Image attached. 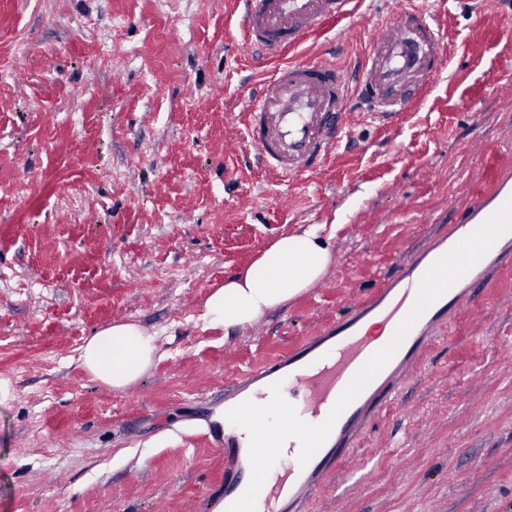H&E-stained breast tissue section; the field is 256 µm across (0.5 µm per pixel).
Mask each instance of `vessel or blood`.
I'll return each mask as SVG.
<instances>
[{"label": "vessel or blood", "mask_w": 512, "mask_h": 512, "mask_svg": "<svg viewBox=\"0 0 512 512\" xmlns=\"http://www.w3.org/2000/svg\"><path fill=\"white\" fill-rule=\"evenodd\" d=\"M363 0H239L244 45L280 58L262 94L247 112V142L257 158L279 178L291 181L321 167L334 152L346 129L348 106L372 121L389 124L405 109L408 91H427L444 78L448 47L421 0L410 10L407 23L387 18L372 48L353 67L324 59L297 60L289 51L331 21L358 16ZM512 198L501 189L487 201L464 209L459 224L434 237L426 247L402 259L383 288L358 302L328 326L304 337L287 354L260 363L236 378L224 392V407L249 400L255 387L288 382L303 393L298 407L311 423L323 422L340 395L369 358L385 347L388 337L363 331L371 319L397 329L409 314L427 269L472 234ZM512 265V235L494 242L485 255L450 286L415 321L392 358L371 383L342 411L329 437L307 464L289 458L286 479L262 486L256 512H285L316 491L321 478L337 466L354 437L376 412L396 395L413 371L435 331L447 324L449 313L474 302L477 288L490 271ZM224 430V488L216 499L222 512L243 493L250 470L249 451L243 448L236 425L222 420Z\"/></svg>", "instance_id": "1"}]
</instances>
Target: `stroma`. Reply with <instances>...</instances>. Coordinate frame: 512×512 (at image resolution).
I'll return each mask as SVG.
<instances>
[{
    "instance_id": "stroma-1",
    "label": "stroma",
    "mask_w": 512,
    "mask_h": 512,
    "mask_svg": "<svg viewBox=\"0 0 512 512\" xmlns=\"http://www.w3.org/2000/svg\"><path fill=\"white\" fill-rule=\"evenodd\" d=\"M445 78L389 129L347 114L286 183L246 142L275 68L236 0H0V512H212L224 389L376 292L472 198L512 183V0H428ZM368 21L301 49L348 64ZM319 224L318 286L246 330L204 329L208 295L277 237ZM452 313L299 512H512V267ZM116 322L160 359L115 390L79 362Z\"/></svg>"
}]
</instances>
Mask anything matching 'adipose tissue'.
Returning a JSON list of instances; mask_svg holds the SVG:
<instances>
[{"mask_svg":"<svg viewBox=\"0 0 512 512\" xmlns=\"http://www.w3.org/2000/svg\"><path fill=\"white\" fill-rule=\"evenodd\" d=\"M331 260V245L320 225L278 237L207 297L201 315L205 327L226 331L251 326L321 280ZM157 352L155 335L136 323L116 322L82 346L80 360L92 380L120 390L147 373Z\"/></svg>","mask_w":512,"mask_h":512,"instance_id":"1","label":"adipose tissue"}]
</instances>
